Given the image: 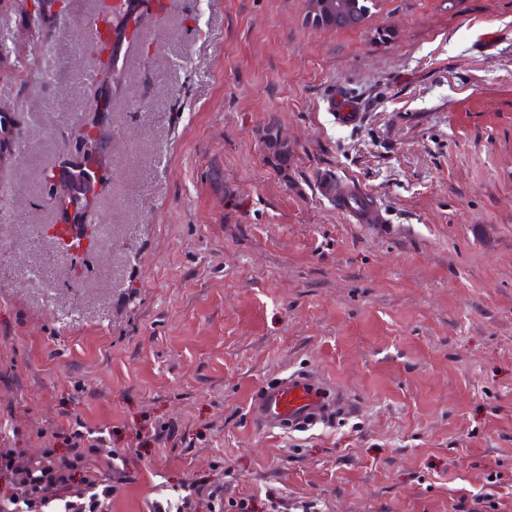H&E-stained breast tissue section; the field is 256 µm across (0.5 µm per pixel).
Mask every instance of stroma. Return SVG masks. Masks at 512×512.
<instances>
[{"label":"stroma","mask_w":512,"mask_h":512,"mask_svg":"<svg viewBox=\"0 0 512 512\" xmlns=\"http://www.w3.org/2000/svg\"><path fill=\"white\" fill-rule=\"evenodd\" d=\"M96 8L0 0V117L22 131L0 142V451L36 457L75 415L110 427L86 460L126 464L109 512H211L213 491L512 512V0H375L352 31L309 25L306 0H168L103 117L100 241L64 259L41 172L76 154L56 132L94 82ZM325 173L379 222L350 223ZM296 371L350 408L255 424L261 385ZM329 105L335 112L338 124L351 126L355 125L360 119V108L349 96L336 95ZM319 189L336 206V210L347 215L354 224H373L379 220L372 199L354 185L324 176L319 182Z\"/></svg>","instance_id":"35a3bbf8"}]
</instances>
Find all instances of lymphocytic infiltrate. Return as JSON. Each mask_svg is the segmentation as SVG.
I'll list each match as a JSON object with an SVG mask.
<instances>
[{"label": "lymphocytic infiltrate", "instance_id": "1", "mask_svg": "<svg viewBox=\"0 0 512 512\" xmlns=\"http://www.w3.org/2000/svg\"><path fill=\"white\" fill-rule=\"evenodd\" d=\"M55 446L35 458L16 459L0 453V512H104L112 499V484L83 475L80 467L89 449L107 446L109 428H91L81 419L69 420L54 432ZM65 453H58V446Z\"/></svg>", "mask_w": 512, "mask_h": 512}]
</instances>
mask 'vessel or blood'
<instances>
[{
    "label": "vessel or blood",
    "instance_id": "vessel-or-blood-1",
    "mask_svg": "<svg viewBox=\"0 0 512 512\" xmlns=\"http://www.w3.org/2000/svg\"><path fill=\"white\" fill-rule=\"evenodd\" d=\"M330 107L338 124L351 126L360 119V108L350 97L339 94ZM321 194L353 223L371 224L379 215L371 198L354 185L322 177ZM341 396L333 388L309 373L294 372L261 387L251 406L253 420L267 429H288L317 423L329 405H337Z\"/></svg>",
    "mask_w": 512,
    "mask_h": 512
}]
</instances>
